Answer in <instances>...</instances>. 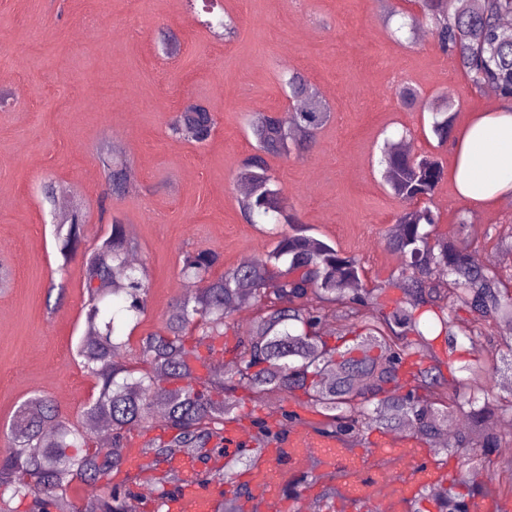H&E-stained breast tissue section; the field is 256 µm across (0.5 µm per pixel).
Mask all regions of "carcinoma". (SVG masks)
I'll return each instance as SVG.
<instances>
[{"label":"carcinoma","mask_w":512,"mask_h":512,"mask_svg":"<svg viewBox=\"0 0 512 512\" xmlns=\"http://www.w3.org/2000/svg\"><path fill=\"white\" fill-rule=\"evenodd\" d=\"M415 2L417 11L403 13L394 33L429 27L472 89L512 98V27L503 24L512 0H481L476 9L453 12L448 0ZM285 85L288 117L249 114L254 152L238 179L251 191L238 206L246 222L286 224L288 232L276 235L263 256L218 274L217 253L183 252L182 272L200 288L170 305L163 326L139 340L129 361L117 356L129 345L122 329L141 322L150 288L145 267L128 260L125 225L113 221L106 237L82 254L85 329L75 356L96 380L98 395L77 424L46 395L19 405L3 436L0 512H161L181 482L165 468L178 456L199 464L197 480L221 497L217 512H243L252 486L239 469L267 461L270 447L280 453L267 461L269 471L278 469L288 458L283 444L296 429L350 451L365 447L374 432L409 434L423 444L443 438L435 466L445 469L453 458L457 478L421 487L406 512H473L476 497L492 499L497 512H512V467L492 468L499 448L493 419L512 414V348L492 359L458 355V336L512 325V295L493 269L473 262L465 241L432 236L439 221L432 200L447 175L441 156L384 143L382 181L405 203L386 246L402 265L383 285L351 288L363 275L359 260L311 234L271 174L269 157L309 150L330 118L318 88L302 73L289 72ZM396 100L404 110L432 112L438 146L453 138V102H429L409 84L397 88ZM215 125L208 107L190 103L169 129L203 143ZM133 179L129 165L112 166V194L128 192ZM81 223L74 211L56 225L67 261L81 243ZM242 307L251 308L254 319L238 332L233 317ZM460 310L471 324L456 318ZM330 317L340 323L334 334L323 330ZM214 360L224 372L209 371ZM456 369L467 378L451 394L445 373ZM282 392L295 406L272 403ZM245 419L249 440L229 456L224 433ZM100 421L110 424L119 447L137 442L139 453L162 470L153 499L135 493L140 476L125 469L126 459L100 453L93 430ZM215 456L224 458V467L208 466ZM342 477L316 462L277 492L297 502L314 489L313 512H336Z\"/></svg>","instance_id":"obj_1"}]
</instances>
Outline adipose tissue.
Segmentation results:
<instances>
[{
  "label": "adipose tissue",
  "instance_id": "1",
  "mask_svg": "<svg viewBox=\"0 0 512 512\" xmlns=\"http://www.w3.org/2000/svg\"><path fill=\"white\" fill-rule=\"evenodd\" d=\"M451 177L471 205L512 193V101L472 118L455 145Z\"/></svg>",
  "mask_w": 512,
  "mask_h": 512
}]
</instances>
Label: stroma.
Instances as JSON below:
<instances>
[{
    "mask_svg": "<svg viewBox=\"0 0 512 512\" xmlns=\"http://www.w3.org/2000/svg\"><path fill=\"white\" fill-rule=\"evenodd\" d=\"M410 11L412 0H217L213 14L189 0H0V424L36 394L77 419L95 381L73 358L82 334L81 262H63L54 236L59 204L45 185L63 186L80 203L82 249L100 242L112 220L125 224L150 283L146 316L133 338L158 330L170 302L185 297L180 256L211 250L222 267L259 257L270 225L241 216L236 180L253 152L249 113L284 109L282 79L304 73L331 110L304 155L270 158L289 204L312 233L353 254L363 286L387 280L400 265L385 247L402 202L379 173L385 139L410 132L418 152H439L430 115L399 108L404 83L427 100L459 105L456 128L498 104L471 90L465 75L433 39L397 42L385 8ZM230 15L224 38L206 18ZM191 102L216 118L210 138L172 136L167 123ZM117 146L136 186L117 197L98 155ZM433 205L437 234L466 223L472 255L484 256L512 289V205L471 206L451 180Z\"/></svg>",
    "mask_w": 512,
    "mask_h": 512,
    "instance_id": "1",
    "label": "stroma"
}]
</instances>
